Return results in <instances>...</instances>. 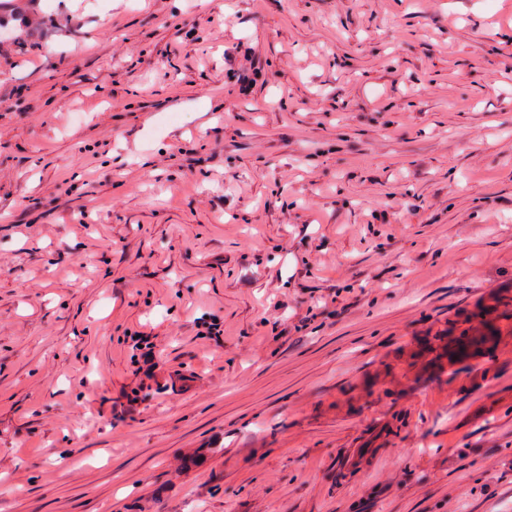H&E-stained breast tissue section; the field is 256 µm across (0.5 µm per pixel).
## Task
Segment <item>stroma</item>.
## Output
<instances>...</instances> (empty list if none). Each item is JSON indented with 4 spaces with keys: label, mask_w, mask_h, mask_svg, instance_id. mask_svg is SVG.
Returning a JSON list of instances; mask_svg holds the SVG:
<instances>
[{
    "label": "stroma",
    "mask_w": 512,
    "mask_h": 512,
    "mask_svg": "<svg viewBox=\"0 0 512 512\" xmlns=\"http://www.w3.org/2000/svg\"><path fill=\"white\" fill-rule=\"evenodd\" d=\"M6 3L0 512H512V0Z\"/></svg>",
    "instance_id": "35a3bbf8"
}]
</instances>
